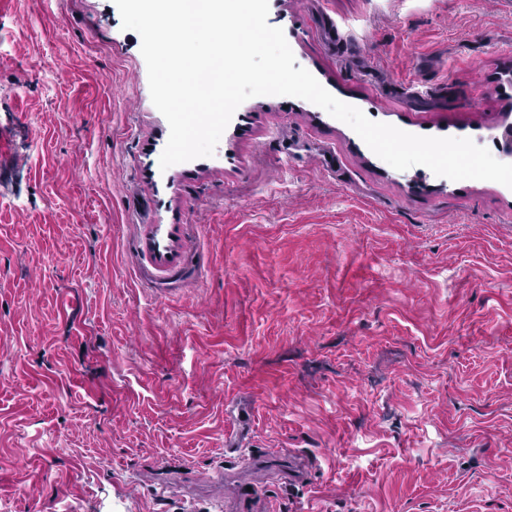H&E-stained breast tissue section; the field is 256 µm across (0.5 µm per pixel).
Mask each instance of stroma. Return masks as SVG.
<instances>
[{
  "label": "stroma",
  "mask_w": 512,
  "mask_h": 512,
  "mask_svg": "<svg viewBox=\"0 0 512 512\" xmlns=\"http://www.w3.org/2000/svg\"><path fill=\"white\" fill-rule=\"evenodd\" d=\"M267 22L373 121L485 148L512 122V0ZM140 47L114 0H0V503L227 512L244 404L243 455L311 466L239 512H512V188L394 169L289 96L161 168Z\"/></svg>",
  "instance_id": "1"
}]
</instances>
